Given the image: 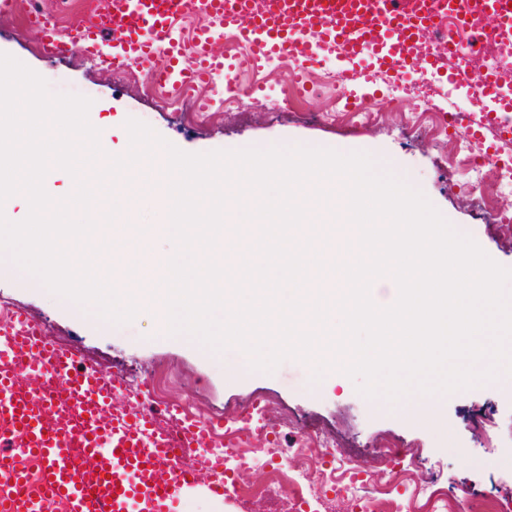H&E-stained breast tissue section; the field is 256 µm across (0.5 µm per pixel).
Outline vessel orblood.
<instances>
[{"instance_id": "1", "label": "vessel or blood", "mask_w": 512, "mask_h": 512, "mask_svg": "<svg viewBox=\"0 0 512 512\" xmlns=\"http://www.w3.org/2000/svg\"><path fill=\"white\" fill-rule=\"evenodd\" d=\"M498 34L512 36V0H483ZM470 0H100L86 21L61 32L43 26L42 50L63 55L74 41L97 57L108 41L113 63L143 67L171 95L215 75H231L235 63L215 54L219 31H238L241 63L259 68L292 57L302 70L336 55L340 84L357 80L369 65L402 76L415 65L456 79L463 57L446 62L440 52L418 51L423 35L445 16L467 13ZM205 21L195 28L192 53H185L177 24L189 12ZM476 90L493 102L477 127L494 128L498 141H512V127L497 112L512 109L494 74ZM128 393L124 380L86 363L49 336L44 325L13 308L0 320V512H176L185 489L208 472L207 492L229 491L224 459L208 454L222 421L169 411L158 420L143 392L115 407ZM203 449L187 462L183 449Z\"/></svg>"}]
</instances>
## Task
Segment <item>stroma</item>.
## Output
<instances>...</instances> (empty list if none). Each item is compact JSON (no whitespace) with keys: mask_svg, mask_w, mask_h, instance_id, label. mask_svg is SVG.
Masks as SVG:
<instances>
[{"mask_svg":"<svg viewBox=\"0 0 512 512\" xmlns=\"http://www.w3.org/2000/svg\"><path fill=\"white\" fill-rule=\"evenodd\" d=\"M40 40L23 15L0 18V51L41 75L52 92L90 98L101 123L112 129L115 152L123 150L124 123L131 117L187 153L294 146L362 151L378 172L420 190L453 227H466L488 255L512 269V234L501 226L502 217H512V192L498 193L491 210L477 208L458 165V137L434 129L422 105L397 91L393 77L367 72L353 86L368 93L367 110L349 112L337 104L335 85L327 83L290 101V73L275 61L261 73L242 72L231 81L220 76L211 88H198V95L213 98L209 111L200 114L186 109L182 99L161 94L143 69L120 81L92 61L82 44L48 58ZM0 302L22 308L60 344L127 383L148 385L158 374L170 376L173 384L162 395L163 404L184 403L201 416L228 418L239 405L260 397L271 418L293 415L312 455L335 437V466L367 463L371 482L386 480L392 467L386 450L397 446L418 454L439 475L449 512H474L485 494L512 500V392L497 383L450 394L439 424L422 428L399 405L382 406L360 395L355 381L341 372L313 381L311 367L298 360H284L269 373L233 377L228 364L235 349L220 357L201 354L158 335L154 318L145 312L108 333L94 317L69 315L41 291L1 274ZM244 478L253 491L250 502L224 499L221 512H277L276 500L263 492L269 468L249 465Z\"/></svg>","mask_w":512,"mask_h":512,"instance_id":"1","label":"stroma"}]
</instances>
